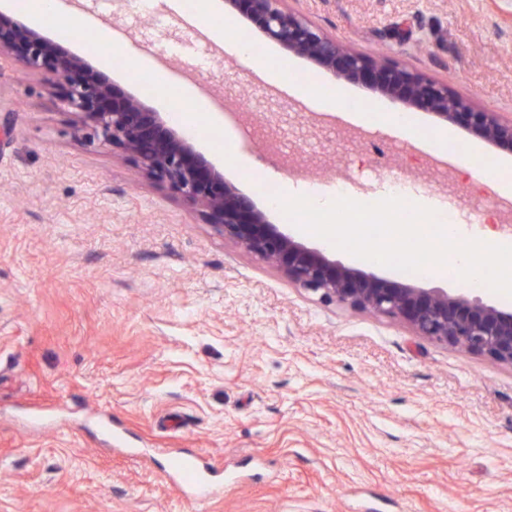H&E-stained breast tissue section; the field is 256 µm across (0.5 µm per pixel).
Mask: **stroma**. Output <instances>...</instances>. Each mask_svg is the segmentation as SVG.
<instances>
[{
	"mask_svg": "<svg viewBox=\"0 0 512 512\" xmlns=\"http://www.w3.org/2000/svg\"><path fill=\"white\" fill-rule=\"evenodd\" d=\"M108 20L111 52L169 60L167 96L207 91L177 118L226 178L266 207L267 186L344 181L379 201L373 145L429 158L445 125L289 54L228 5L230 33L345 113L273 85L156 0H65ZM370 58L512 115V0H287ZM247 103L263 134L240 138ZM415 120L409 135L388 112ZM365 140L343 144L350 114ZM295 140L288 172L267 141ZM224 468V493L183 500L166 455ZM0 512H512V368L326 305L224 239L122 153L90 141L55 94L0 63ZM294 90L300 95L313 99L315 103L324 110H342V103L345 97L340 92H337L336 95L332 96L318 95L315 93L312 86H296L294 87Z\"/></svg>",
	"mask_w": 512,
	"mask_h": 512,
	"instance_id": "obj_1",
	"label": "stroma"
}]
</instances>
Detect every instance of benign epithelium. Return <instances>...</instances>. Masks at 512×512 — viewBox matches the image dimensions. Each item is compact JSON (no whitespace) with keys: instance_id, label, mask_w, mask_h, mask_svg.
Segmentation results:
<instances>
[{"instance_id":"7a95c632","label":"benign epithelium","mask_w":512,"mask_h":512,"mask_svg":"<svg viewBox=\"0 0 512 512\" xmlns=\"http://www.w3.org/2000/svg\"><path fill=\"white\" fill-rule=\"evenodd\" d=\"M280 0H225L266 38L369 94L431 111L486 142L512 150V118L487 112L423 74L378 62L324 34ZM13 60L55 91L89 138L121 149L142 175L173 192L223 237L276 268L289 283L337 304L407 325L417 336L484 355L512 367V312L469 292L381 277L331 258L272 223L255 200L195 149L140 96L115 90L83 57L0 12V60Z\"/></svg>"}]
</instances>
